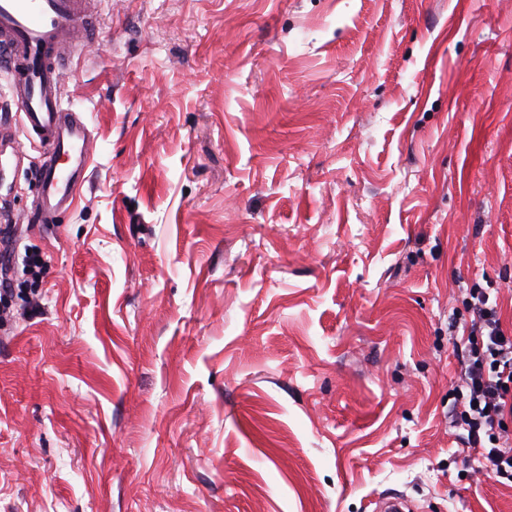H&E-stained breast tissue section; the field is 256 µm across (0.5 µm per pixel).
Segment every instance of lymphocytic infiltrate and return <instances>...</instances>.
Here are the masks:
<instances>
[{
	"mask_svg": "<svg viewBox=\"0 0 512 512\" xmlns=\"http://www.w3.org/2000/svg\"><path fill=\"white\" fill-rule=\"evenodd\" d=\"M466 306L469 318L455 345L464 393L454 418L484 469L512 481V328L504 327L491 289H470Z\"/></svg>",
	"mask_w": 512,
	"mask_h": 512,
	"instance_id": "obj_1",
	"label": "lymphocytic infiltrate"
}]
</instances>
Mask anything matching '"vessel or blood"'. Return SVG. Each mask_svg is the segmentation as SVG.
Instances as JSON below:
<instances>
[{
  "label": "vessel or blood",
  "mask_w": 512,
  "mask_h": 512,
  "mask_svg": "<svg viewBox=\"0 0 512 512\" xmlns=\"http://www.w3.org/2000/svg\"><path fill=\"white\" fill-rule=\"evenodd\" d=\"M92 0H0V65L21 111L19 133L44 157L32 212L40 224L73 207L91 159V132L63 103L60 54L77 30L91 31Z\"/></svg>",
  "instance_id": "vessel-or-blood-1"
}]
</instances>
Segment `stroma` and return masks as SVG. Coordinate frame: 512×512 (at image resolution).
Masks as SVG:
<instances>
[{"mask_svg":"<svg viewBox=\"0 0 512 512\" xmlns=\"http://www.w3.org/2000/svg\"><path fill=\"white\" fill-rule=\"evenodd\" d=\"M92 159L27 216L0 512H512L453 426L469 288L512 326V0H102Z\"/></svg>","mask_w":512,"mask_h":512,"instance_id":"1","label":"stroma"}]
</instances>
